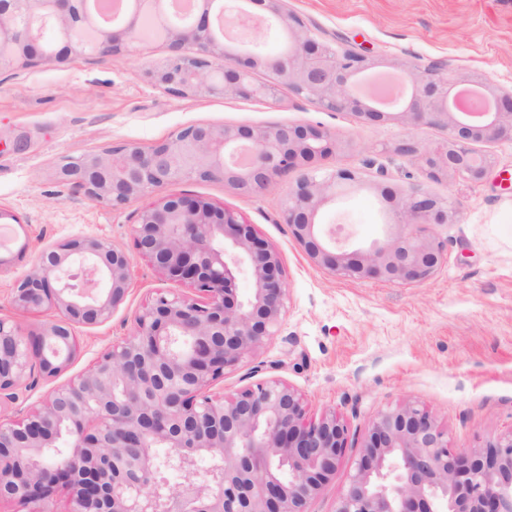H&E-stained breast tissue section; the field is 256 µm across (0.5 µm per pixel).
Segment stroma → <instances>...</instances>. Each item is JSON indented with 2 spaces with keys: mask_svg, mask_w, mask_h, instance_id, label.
<instances>
[{
  "mask_svg": "<svg viewBox=\"0 0 512 512\" xmlns=\"http://www.w3.org/2000/svg\"><path fill=\"white\" fill-rule=\"evenodd\" d=\"M288 8L322 39L364 49L376 72L437 63L463 83L512 87V0H288ZM168 54L156 42L140 53L73 56L0 74V257L7 261L0 269V317L26 332L51 321V314L10 303L13 281L32 271L46 245L101 237L132 253L124 304L103 324L76 327L78 352L60 376L65 382L127 336L157 290H183L134 253L132 226L149 198L119 208L91 200L57 178L63 158L124 144L148 149L190 124H318L335 134L336 145L316 167L365 175L361 185L325 203L319 222L340 226L353 242L368 241L381 233L400 189L418 184L457 203L456 223L416 228L443 243L444 259L429 280L403 285L337 278L316 266L280 211L282 198L305 175L302 167L253 196L221 182L166 185L163 195L199 197L237 213L279 250L288 282L275 335L226 371L212 393L229 397L278 380L303 396L309 418L331 411L347 425L342 461L310 512H333L381 410L405 401L427 407L455 449L512 433V142L478 144L492 159L480 182L432 179L396 148L406 140L438 143L444 128L368 123L323 111L287 90L275 106L180 97L148 75Z\"/></svg>",
  "mask_w": 512,
  "mask_h": 512,
  "instance_id": "obj_1",
  "label": "stroma"
}]
</instances>
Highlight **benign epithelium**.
Wrapping results in <instances>:
<instances>
[{
    "mask_svg": "<svg viewBox=\"0 0 512 512\" xmlns=\"http://www.w3.org/2000/svg\"><path fill=\"white\" fill-rule=\"evenodd\" d=\"M191 23L160 32L169 55L149 76L180 96H232L275 103L288 88L320 109L385 123L440 126L445 140L396 151L419 159L432 178L481 180L490 157L479 142L512 141V90L477 81V109H461L454 79L440 65L398 69L405 91L386 103L361 90L374 66L345 45L320 39L286 0H234L216 14V0H195ZM168 0H129L123 18L100 24L85 0H0V73L60 64L72 55L138 52L144 16L165 17ZM57 31L45 47L34 20ZM273 21L285 48L274 55L216 34L217 21ZM266 79L258 81L256 73ZM332 133L320 126L194 124L144 150L115 146L91 157H67L61 181L89 198L126 205L166 185L224 182L245 195L330 152ZM363 181V172L311 169L281 203L284 223L316 265L339 278L391 284L428 280L444 245L412 233L390 234L347 251L331 224L316 221L323 204ZM447 198L412 187L400 197L397 226L453 224ZM132 234L138 252L169 280L196 295L165 289L134 318L132 332L104 351L77 379L52 389L24 415L0 419V505L49 512L68 493V512H310L336 474L348 428L336 414L306 420L301 395L281 381H261L235 396L210 394L275 335L287 296L279 253L229 209L188 196H167L143 208ZM253 280L238 298V276ZM131 256L98 237L43 248L33 270L16 279L11 304L54 319L27 334L0 318V410L16 403L22 382L53 379L77 351V325H100L125 301ZM66 441L68 448L59 450ZM210 468L201 478L197 462ZM182 474L178 483L168 479ZM333 512H512V434L477 448L454 450L435 415L415 402L378 412Z\"/></svg>",
    "mask_w": 512,
    "mask_h": 512,
    "instance_id": "obj_1",
    "label": "benign epithelium"
}]
</instances>
